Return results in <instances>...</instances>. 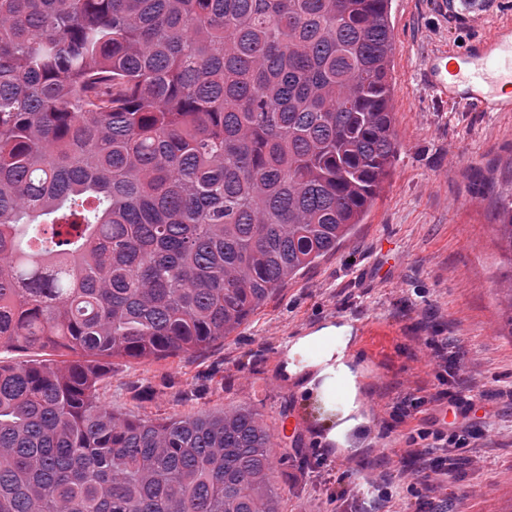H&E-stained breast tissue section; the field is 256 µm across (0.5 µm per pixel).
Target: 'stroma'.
I'll use <instances>...</instances> for the list:
<instances>
[{"label": "stroma", "mask_w": 512, "mask_h": 512, "mask_svg": "<svg viewBox=\"0 0 512 512\" xmlns=\"http://www.w3.org/2000/svg\"><path fill=\"white\" fill-rule=\"evenodd\" d=\"M491 27L512 0H484ZM392 110L400 144L363 224L257 310L224 342L174 357L117 359L99 396L133 419L258 410L278 440H300L279 482L287 512H512V253L493 218L512 192V112H481L430 90L428 55L478 34L460 0H392ZM374 324L373 416L342 452L329 449L305 375L282 371L288 340ZM447 374L440 382L439 374ZM487 399L495 415L432 487L407 440L440 409ZM326 451L323 460L312 447Z\"/></svg>", "instance_id": "1"}]
</instances>
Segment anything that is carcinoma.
<instances>
[{
  "instance_id": "carcinoma-1",
  "label": "carcinoma",
  "mask_w": 512,
  "mask_h": 512,
  "mask_svg": "<svg viewBox=\"0 0 512 512\" xmlns=\"http://www.w3.org/2000/svg\"><path fill=\"white\" fill-rule=\"evenodd\" d=\"M391 0H0V512H285L249 407L121 418L362 223L399 144ZM512 251V193L496 205Z\"/></svg>"
}]
</instances>
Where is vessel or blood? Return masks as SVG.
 Segmentation results:
<instances>
[{
    "label": "vessel or blood",
    "instance_id": "b4317fda",
    "mask_svg": "<svg viewBox=\"0 0 512 512\" xmlns=\"http://www.w3.org/2000/svg\"><path fill=\"white\" fill-rule=\"evenodd\" d=\"M431 89L448 99L461 98L481 112H512V24L503 23L475 37L462 51L443 49L427 66ZM364 327L336 339V355L348 363L367 351Z\"/></svg>",
    "mask_w": 512,
    "mask_h": 512
}]
</instances>
